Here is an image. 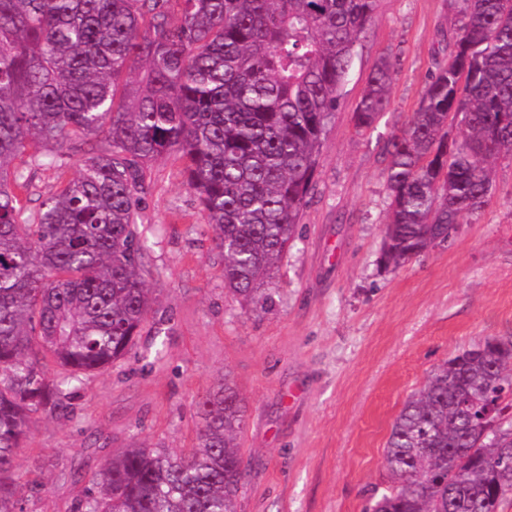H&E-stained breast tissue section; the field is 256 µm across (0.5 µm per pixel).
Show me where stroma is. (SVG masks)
<instances>
[{
    "mask_svg": "<svg viewBox=\"0 0 512 512\" xmlns=\"http://www.w3.org/2000/svg\"><path fill=\"white\" fill-rule=\"evenodd\" d=\"M458 14L449 0H378L322 138L300 234L258 308L224 288L213 231L179 160L153 164L138 212L153 299L136 345L90 378L74 417H41L17 463L25 512H74L126 448L189 453L198 401L229 380L243 398L246 488L237 512H364L389 484L385 446L408 396L459 350L512 336V160L447 242L383 267L385 144L416 112ZM390 58L391 107L369 133L354 110Z\"/></svg>",
    "mask_w": 512,
    "mask_h": 512,
    "instance_id": "stroma-1",
    "label": "stroma"
}]
</instances>
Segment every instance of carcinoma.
I'll return each mask as SVG.
<instances>
[{"instance_id": "cac0c4a2", "label": "carcinoma", "mask_w": 512, "mask_h": 512, "mask_svg": "<svg viewBox=\"0 0 512 512\" xmlns=\"http://www.w3.org/2000/svg\"><path fill=\"white\" fill-rule=\"evenodd\" d=\"M459 26L418 110L387 140L382 261L399 267L491 202L512 158V0H454ZM377 0H0V512H24L16 457L43 414L134 346L152 305L138 202L175 156L224 287L255 305L299 236L319 147ZM377 60L355 109L390 110ZM456 137L448 140L449 128ZM76 174L27 208L32 174ZM58 371L52 375L45 362ZM187 455L126 449L75 512H236L245 405L199 401ZM390 484L364 512H501L512 487V336L437 367L393 420Z\"/></svg>"}]
</instances>
